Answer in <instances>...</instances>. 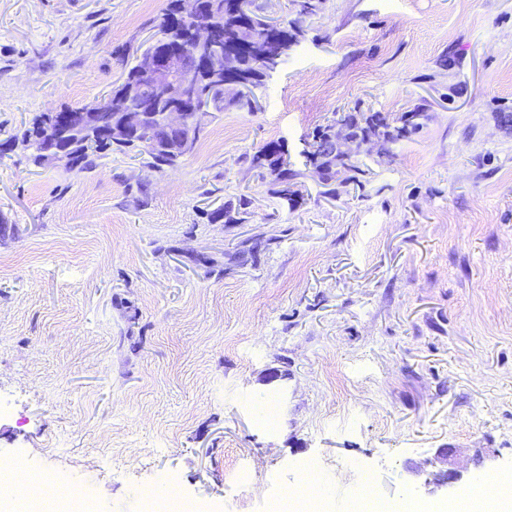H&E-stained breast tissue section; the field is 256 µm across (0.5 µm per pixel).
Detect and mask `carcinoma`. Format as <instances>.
Instances as JSON below:
<instances>
[{
	"mask_svg": "<svg viewBox=\"0 0 512 512\" xmlns=\"http://www.w3.org/2000/svg\"><path fill=\"white\" fill-rule=\"evenodd\" d=\"M178 2L179 0H169L159 24V32L163 36L170 33L176 37L179 30L183 28V24L177 19ZM215 2L217 8L209 21V25L214 30L215 44L224 52H234L237 55L239 68L233 74H222L215 79H207L208 92L200 100V105L205 107L212 119L216 118V113L225 112L231 108H245L250 112L255 110L257 104L255 90L263 85L269 73L288 56V51L299 33L297 24L317 15L323 4V0H289L295 14V18L289 22V25H277L274 31L275 39L265 38L248 48H243L235 43L238 24L249 23L257 31L267 32L271 26V18L268 16L270 0H215ZM136 75L137 66L133 65L128 69L124 81L112 88L107 97L94 104L83 106L79 111L101 110L109 100L119 99L127 84ZM428 120L429 113L425 112V108L421 106L411 112L395 116L388 112L365 110L358 102L345 111L334 113L332 120L324 125L315 126L307 134L311 150L305 157V167L321 170L320 184L325 187L324 194L334 197L336 184L345 186L352 184L359 187L363 185V179L367 175V170L362 168L355 154L346 155L336 151L333 138L336 137L337 125L345 126L349 136L358 146L367 141H374L381 146H390L419 132ZM43 122V116L35 115L20 133L9 138L12 146L18 148L24 158L32 160L36 165L40 164V161L38 155L34 153L35 135ZM167 136L165 129L159 127L147 135L113 148L118 151L145 152L150 158L149 165L161 172L175 168L183 157L194 152L199 141V138H194L176 154L151 147V142H161ZM113 148L104 143L79 146L75 150V163L79 168L84 169L92 165L94 158L104 155ZM250 165L258 170V177L261 180L279 187L277 190L279 196L291 201L301 196V178L305 176V172L294 169L288 164L285 148L281 142L270 141L264 144L250 157ZM247 205L249 201L245 198L239 199L236 204L228 201L206 213V216L212 224H241L245 222ZM273 243L274 239H265L261 236L243 240L231 259L243 265L255 259L261 251L268 249Z\"/></svg>",
	"mask_w": 512,
	"mask_h": 512,
	"instance_id": "obj_1",
	"label": "carcinoma"
}]
</instances>
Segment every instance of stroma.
I'll return each mask as SVG.
<instances>
[{"instance_id": "1", "label": "stroma", "mask_w": 512, "mask_h": 512, "mask_svg": "<svg viewBox=\"0 0 512 512\" xmlns=\"http://www.w3.org/2000/svg\"><path fill=\"white\" fill-rule=\"evenodd\" d=\"M167 4L0 0V459L95 512H143L167 476L198 512H290L310 462L322 512H350L363 470L448 512L476 486L425 485L446 448L512 475V0H324L258 111L218 114L170 171L3 150L107 95ZM359 101L430 115L388 163L362 146L363 186L308 176L292 202L251 170L271 140L302 168ZM242 197L244 223H208ZM44 120L45 118L41 115L33 116L20 133L12 135L9 138L12 146L18 148L23 157L28 161L32 160L35 165H42L38 155L34 153V147L37 141L35 135ZM271 244V238L264 239L261 236L243 240L239 243L231 259L238 265H244L249 259L253 261L261 251L268 249Z\"/></svg>"}]
</instances>
